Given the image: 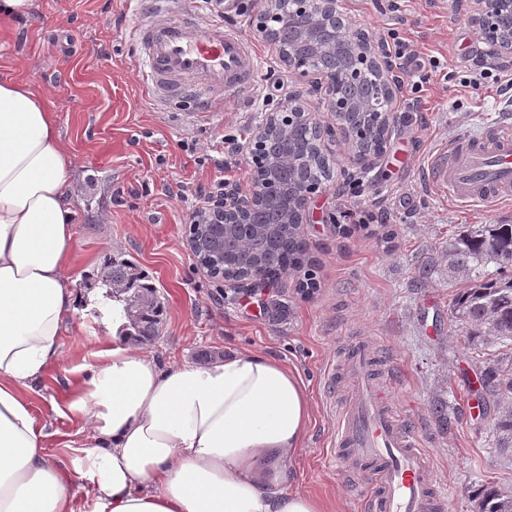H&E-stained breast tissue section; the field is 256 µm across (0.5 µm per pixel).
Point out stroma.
<instances>
[{"mask_svg": "<svg viewBox=\"0 0 512 512\" xmlns=\"http://www.w3.org/2000/svg\"><path fill=\"white\" fill-rule=\"evenodd\" d=\"M371 41L397 29L421 57L439 63L413 94L393 95L395 129L378 165H355L348 151L328 158L333 174L303 226V271L279 274L268 307L201 269L187 245L191 197L219 177L250 187L242 148L265 114L294 101L321 123L327 100L289 72L278 46L256 32V0H235V28L258 51L254 86L225 96L203 115L193 102L162 106L142 84L133 39L151 14L149 0H34V15L0 24V75L30 82L56 112L72 155L68 198L78 212L72 271L78 288L101 296L96 278L106 256L123 254L157 288L166 307L150 345L163 365L201 363L232 352H260L302 377L312 412L306 438L288 462L292 489L321 500L325 512H362L368 481L348 482L329 464L336 430L330 379L344 350L363 342L396 376L391 402L417 432L448 496L447 512H471V493L492 482L512 492V453L488 445L489 413L472 416L471 351L450 321L461 279L449 276L445 248L478 224H512V199L470 207L428 189L422 166L448 142L478 134L512 115L500 85L465 92L483 48L470 21L472 0H345ZM182 185L184 197L169 195ZM384 212V224L355 215ZM112 314L102 304L69 320L60 356L33 398L45 448L69 463L78 428L65 412L80 371L96 362Z\"/></svg>", "mask_w": 512, "mask_h": 512, "instance_id": "stroma-1", "label": "stroma"}]
</instances>
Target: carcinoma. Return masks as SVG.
Listing matches in <instances>:
<instances>
[{"mask_svg": "<svg viewBox=\"0 0 512 512\" xmlns=\"http://www.w3.org/2000/svg\"><path fill=\"white\" fill-rule=\"evenodd\" d=\"M364 85L375 94L377 104L386 109L392 103L389 84L373 69L362 75ZM286 166L301 182L323 184L330 179L324 158L309 146V133L300 134L288 155ZM214 227L204 225L194 232V256L211 275L225 278L248 272L260 264L282 272L301 267L302 250L295 224H239L224 234V262H217L211 246ZM499 272L492 273L489 266ZM512 224H485L455 235L448 241V273L466 281L454 295L451 322L466 334L473 360L483 364L478 377L482 405L493 401L500 407L493 422L494 447H512ZM106 287L105 299L122 303V327L135 342L147 344L159 336L164 302L138 266L123 255L108 257L98 275ZM477 512H512V494L495 485H484L474 497Z\"/></svg>", "mask_w": 512, "mask_h": 512, "instance_id": "cac0c4a2", "label": "carcinoma"}]
</instances>
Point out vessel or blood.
<instances>
[{
  "mask_svg": "<svg viewBox=\"0 0 512 512\" xmlns=\"http://www.w3.org/2000/svg\"><path fill=\"white\" fill-rule=\"evenodd\" d=\"M139 61L148 91L158 101L200 96L204 104L251 85L257 70L252 42L240 32L207 23L195 14L148 21L136 30ZM424 179L435 190L470 204L512 198V121L475 138L459 139L431 155ZM375 356L356 347L340 371L349 396L336 405V446L331 457L347 477H370L366 512H446L448 500L416 431L391 406L397 381L372 375Z\"/></svg>",
  "mask_w": 512,
  "mask_h": 512,
  "instance_id": "vessel-or-blood-1",
  "label": "vessel or blood"
}]
</instances>
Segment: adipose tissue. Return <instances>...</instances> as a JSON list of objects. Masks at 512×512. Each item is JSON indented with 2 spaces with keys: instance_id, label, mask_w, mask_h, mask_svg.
I'll return each mask as SVG.
<instances>
[{
  "instance_id": "adipose-tissue-1",
  "label": "adipose tissue",
  "mask_w": 512,
  "mask_h": 512,
  "mask_svg": "<svg viewBox=\"0 0 512 512\" xmlns=\"http://www.w3.org/2000/svg\"><path fill=\"white\" fill-rule=\"evenodd\" d=\"M69 165L45 95L0 77V512H323L288 486L311 419L292 370L251 352L165 367L117 317L69 405L72 467L50 459L30 394L85 302Z\"/></svg>"
}]
</instances>
